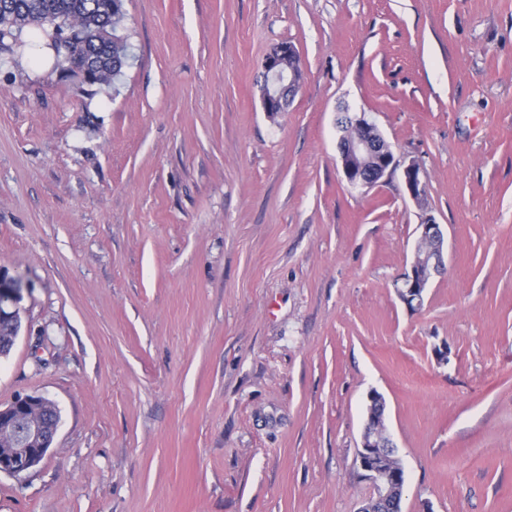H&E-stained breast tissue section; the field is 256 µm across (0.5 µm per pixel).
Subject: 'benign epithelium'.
Segmentation results:
<instances>
[{"mask_svg": "<svg viewBox=\"0 0 512 512\" xmlns=\"http://www.w3.org/2000/svg\"><path fill=\"white\" fill-rule=\"evenodd\" d=\"M264 112H284L302 78L301 59L295 47L282 43L268 53L263 62ZM338 149L341 167L353 189L370 187L396 169L390 144L364 112H340L337 118ZM404 188L421 207L419 232L409 270L397 287L400 300L409 308L421 307L426 289L434 276L446 269L444 233L434 215L424 208L426 186L421 168L411 162L402 172ZM0 319L7 318L21 330L22 285L19 278L0 269ZM53 404L45 396L25 395L0 407V473L19 475L36 467L46 456L56 434L59 420L48 421L41 405ZM396 453V444L388 434L386 402L373 390L368 394L367 417L361 435L357 461L363 476L373 487L369 504L385 503L392 488H404L405 470L387 467L385 453Z\"/></svg>", "mask_w": 512, "mask_h": 512, "instance_id": "benign-epithelium-1", "label": "benign epithelium"}]
</instances>
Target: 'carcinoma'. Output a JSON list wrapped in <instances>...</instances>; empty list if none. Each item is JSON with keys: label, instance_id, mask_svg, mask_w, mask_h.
Listing matches in <instances>:
<instances>
[{"label": "carcinoma", "instance_id": "obj_1", "mask_svg": "<svg viewBox=\"0 0 512 512\" xmlns=\"http://www.w3.org/2000/svg\"><path fill=\"white\" fill-rule=\"evenodd\" d=\"M124 19L122 0H0V65L18 63L22 35L31 29L52 50L53 70L84 65L92 86H108L131 56Z\"/></svg>", "mask_w": 512, "mask_h": 512}]
</instances>
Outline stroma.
Wrapping results in <instances>:
<instances>
[{
  "label": "stroma",
  "mask_w": 512,
  "mask_h": 512,
  "mask_svg": "<svg viewBox=\"0 0 512 512\" xmlns=\"http://www.w3.org/2000/svg\"><path fill=\"white\" fill-rule=\"evenodd\" d=\"M123 9L135 60L95 95L0 70V268L23 285L0 404L60 415L0 512H358L373 389L402 512H512V0ZM285 42L303 78L271 117ZM345 103L398 165L360 190ZM424 208L447 260L413 310ZM264 112H285L302 78L301 59L293 45L282 43L268 53L263 62ZM402 180L409 197L418 205H424L426 186L422 180L420 166L415 162L409 163L403 169Z\"/></svg>",
  "instance_id": "35a3bbf8"
}]
</instances>
